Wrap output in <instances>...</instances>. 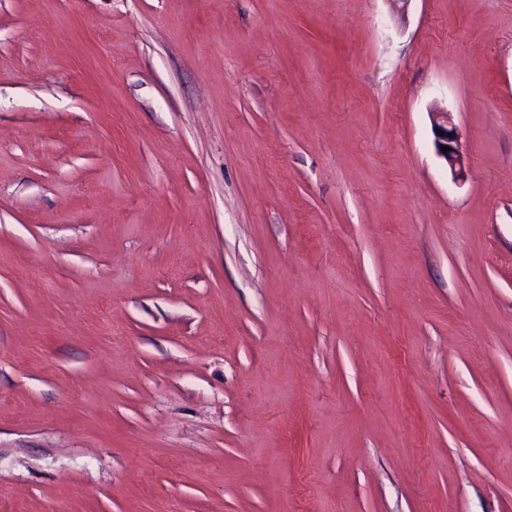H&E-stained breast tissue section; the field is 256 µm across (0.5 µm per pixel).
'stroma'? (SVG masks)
<instances>
[{
  "label": "stroma",
  "mask_w": 512,
  "mask_h": 512,
  "mask_svg": "<svg viewBox=\"0 0 512 512\" xmlns=\"http://www.w3.org/2000/svg\"><path fill=\"white\" fill-rule=\"evenodd\" d=\"M173 500L512 512V0H0V512ZM430 113L432 119V128L435 136V149L437 155L443 159L450 170L457 176L463 172L465 166V156L463 145L456 134L454 127H448L451 124L448 118V112L441 109H433ZM437 130L445 132V135L437 134ZM451 134V137H448ZM441 146H448L450 150L443 153Z\"/></svg>",
  "instance_id": "obj_1"
}]
</instances>
